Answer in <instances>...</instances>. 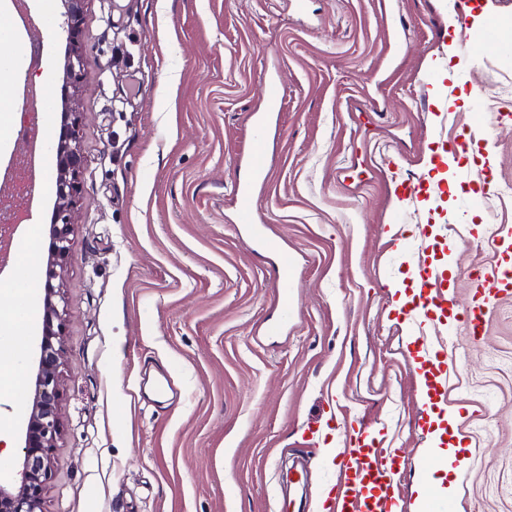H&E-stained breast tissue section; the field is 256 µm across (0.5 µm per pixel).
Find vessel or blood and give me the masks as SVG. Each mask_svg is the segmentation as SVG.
Here are the masks:
<instances>
[{
	"label": "vessel or blood",
	"instance_id": "vessel-or-blood-1",
	"mask_svg": "<svg viewBox=\"0 0 512 512\" xmlns=\"http://www.w3.org/2000/svg\"><path fill=\"white\" fill-rule=\"evenodd\" d=\"M265 137L263 131H256L250 150V168L254 179L266 176ZM239 216L242 223L252 225L259 238L269 236L267 225L256 223L254 193L250 184L239 185L236 189ZM494 293L512 292V272L501 270L496 264H489L481 276ZM448 302V293L440 283L430 284L416 306L418 314H428L443 308ZM393 451L378 447L371 436L363 430L354 431L348 445L341 448L336 456L338 478L335 483V512H386L388 505L399 498V487L390 461Z\"/></svg>",
	"mask_w": 512,
	"mask_h": 512
}]
</instances>
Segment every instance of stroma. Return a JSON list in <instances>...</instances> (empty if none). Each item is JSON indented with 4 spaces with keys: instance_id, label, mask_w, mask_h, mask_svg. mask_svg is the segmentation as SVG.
<instances>
[{
    "instance_id": "stroma-1",
    "label": "stroma",
    "mask_w": 512,
    "mask_h": 512,
    "mask_svg": "<svg viewBox=\"0 0 512 512\" xmlns=\"http://www.w3.org/2000/svg\"><path fill=\"white\" fill-rule=\"evenodd\" d=\"M5 20L23 47L0 71L22 98L26 77L54 92L35 114L61 122L65 35L59 12L27 0ZM495 19L512 32V0H89L76 105L82 193L63 275L69 299L60 373L63 434L44 512H285L279 477L306 465L286 512H319L337 476L326 460L351 430L371 429L398 458L400 512H421L438 482L456 512H512V297L491 301L468 335L491 226H512V49L464 43L471 62L449 81L453 126L439 131L432 61L461 26ZM283 92L268 111L265 85ZM506 113L487 125V109ZM267 176L255 183L267 247L240 224L234 187L249 180L254 119ZM464 142L443 161V139ZM440 194L404 196L428 171ZM16 233L0 290L25 289L26 339L43 316L54 169ZM404 232L389 237L396 213ZM293 263L287 281L276 269ZM442 273L450 310L430 315L456 350L452 378L418 355L420 331L390 287ZM293 317L280 333L277 291ZM0 394V475L31 401ZM458 413L431 453L436 418ZM467 461L448 469V447Z\"/></svg>"
}]
</instances>
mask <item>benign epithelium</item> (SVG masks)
<instances>
[{
  "mask_svg": "<svg viewBox=\"0 0 512 512\" xmlns=\"http://www.w3.org/2000/svg\"><path fill=\"white\" fill-rule=\"evenodd\" d=\"M89 0H61L62 29L66 33L62 100L64 123L54 148L56 158L54 215L49 224L50 247L43 286L42 334L33 363L31 407L23 430L22 462L15 480L0 484V512H43L45 484L53 466V448L63 432L59 413V367L65 351L64 322L68 307L61 279L74 230L73 213L81 192L82 156L75 108V89L83 71L82 23ZM15 224L0 225V269L9 260Z\"/></svg>",
  "mask_w": 512,
  "mask_h": 512,
  "instance_id": "7a95c632",
  "label": "benign epithelium"
}]
</instances>
